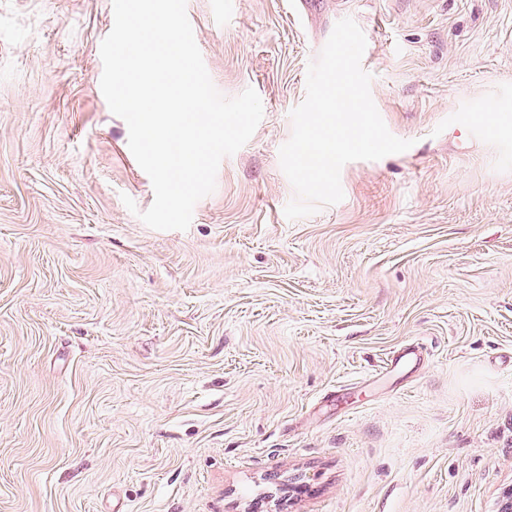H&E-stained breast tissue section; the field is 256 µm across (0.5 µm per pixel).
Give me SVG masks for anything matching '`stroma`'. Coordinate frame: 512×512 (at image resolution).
Listing matches in <instances>:
<instances>
[{
    "instance_id": "35a3bbf8",
    "label": "stroma",
    "mask_w": 512,
    "mask_h": 512,
    "mask_svg": "<svg viewBox=\"0 0 512 512\" xmlns=\"http://www.w3.org/2000/svg\"><path fill=\"white\" fill-rule=\"evenodd\" d=\"M314 2L187 0L215 87L264 115L158 231L100 88L112 0H0V512H501L512 0ZM346 17L412 146L291 221L279 149Z\"/></svg>"
}]
</instances>
